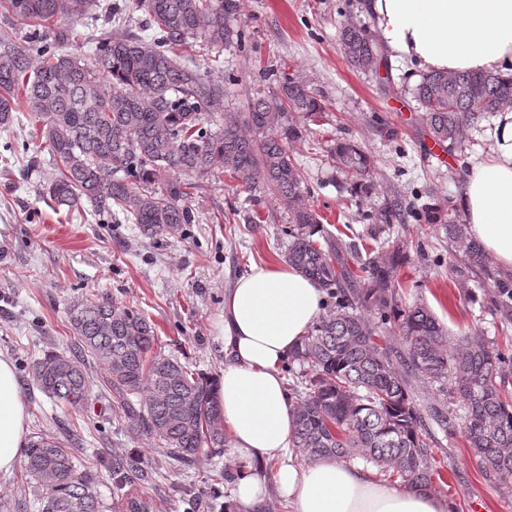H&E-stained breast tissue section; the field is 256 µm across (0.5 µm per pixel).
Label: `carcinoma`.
Returning <instances> with one entry per match:
<instances>
[{
    "label": "carcinoma",
    "instance_id": "cac0c4a2",
    "mask_svg": "<svg viewBox=\"0 0 512 512\" xmlns=\"http://www.w3.org/2000/svg\"><path fill=\"white\" fill-rule=\"evenodd\" d=\"M95 0H0V14L27 27L20 40L0 38V126L14 121L17 101L25 100L39 126L36 137L51 151L58 175L46 196L70 211L90 202L96 212L119 216L157 237L195 215L186 200L196 179L221 165L223 173L248 190H263L288 211L284 258L316 280L334 305L288 356L292 376L295 447L307 460L343 459L374 468L405 486L424 489L440 477L426 421L443 431L452 426L445 409L423 407L411 380L451 395L463 410L462 427L482 467L501 484L512 485V403L496 378L504 354L485 342L463 337L451 351L435 314L416 303L398 311L394 273L399 248L388 241L357 256L362 283L338 262L329 238L313 239L321 216L306 203L305 176L289 150L302 130L288 110L317 118L321 101L306 85L284 77V102L264 97L246 112H227L224 128H211L224 103L217 83L184 58L198 44L221 48L241 34L231 21L238 0H133L108 6L114 27L95 36L96 52L83 60L67 51L73 28L63 21L89 15ZM142 11L153 29L149 39L129 29L127 10ZM348 62L366 69L382 46L361 23L340 32ZM116 91H102V80ZM413 95L435 140L454 148L463 130L512 105V77L490 72H430ZM330 159L352 181L354 193L370 190V157L357 145L336 141ZM448 238L464 253L458 284L487 268L488 258L468 225H448ZM500 306L512 312V277L488 284ZM381 320L396 315L405 350L381 344ZM77 336L68 352L49 351L34 362L33 379L44 393L77 407L89 395L83 370L97 360L118 396L124 418L151 435L160 447L191 463L226 445L224 418L214 380L180 360L154 350L157 329L134 307L89 301L69 310ZM142 400H137L141 394ZM138 466L112 459L119 487ZM24 470L39 490V512H106L97 477L82 469L70 449L41 437L25 450ZM113 508L150 512L149 500L126 495Z\"/></svg>",
    "mask_w": 512,
    "mask_h": 512
}]
</instances>
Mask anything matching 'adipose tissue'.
<instances>
[{"mask_svg": "<svg viewBox=\"0 0 512 512\" xmlns=\"http://www.w3.org/2000/svg\"><path fill=\"white\" fill-rule=\"evenodd\" d=\"M378 42L393 59L436 72L512 75V0H362ZM461 208L469 230L497 265L512 271V107L496 119L489 155L466 175ZM321 286L288 262L256 265L224 297L217 343L227 357L217 382L224 425L249 467L235 493L241 512H255L268 485L292 512H448L426 490L375 481L338 461H299L295 422L282 365L314 326ZM27 404L14 365L0 355V473L19 463ZM288 456L273 474L259 463Z\"/></svg>", "mask_w": 512, "mask_h": 512, "instance_id": "obj_1", "label": "adipose tissue"}]
</instances>
